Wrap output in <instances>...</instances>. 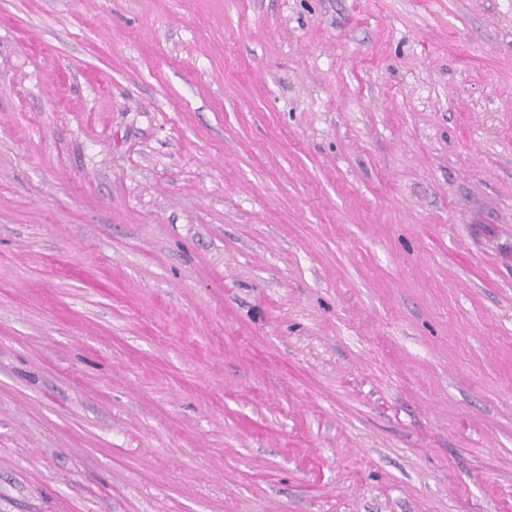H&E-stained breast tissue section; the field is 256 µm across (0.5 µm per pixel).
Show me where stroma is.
Segmentation results:
<instances>
[{
    "label": "stroma",
    "mask_w": 512,
    "mask_h": 512,
    "mask_svg": "<svg viewBox=\"0 0 512 512\" xmlns=\"http://www.w3.org/2000/svg\"><path fill=\"white\" fill-rule=\"evenodd\" d=\"M0 512H512V0H0Z\"/></svg>",
    "instance_id": "stroma-1"
}]
</instances>
